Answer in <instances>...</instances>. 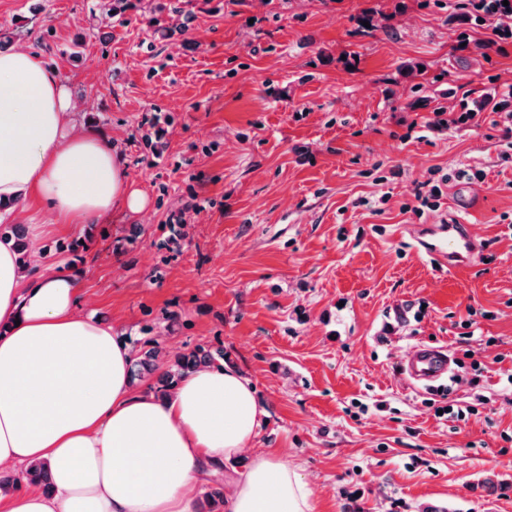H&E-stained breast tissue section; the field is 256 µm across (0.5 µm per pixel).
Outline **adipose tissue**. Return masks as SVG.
Returning <instances> with one entry per match:
<instances>
[{
    "label": "adipose tissue",
    "mask_w": 512,
    "mask_h": 512,
    "mask_svg": "<svg viewBox=\"0 0 512 512\" xmlns=\"http://www.w3.org/2000/svg\"><path fill=\"white\" fill-rule=\"evenodd\" d=\"M17 197L47 203L55 224L148 205L121 151L78 128L66 78L24 49L0 53V199ZM83 301L71 270L30 279L0 241V475L42 461L53 486L0 490V512H197L200 485L259 434L253 380L204 368L165 397L135 390L126 337ZM252 451L226 476L224 512H315L280 450Z\"/></svg>",
    "instance_id": "obj_1"
}]
</instances>
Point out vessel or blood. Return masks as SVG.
<instances>
[{
  "label": "vessel or blood",
  "mask_w": 512,
  "mask_h": 512,
  "mask_svg": "<svg viewBox=\"0 0 512 512\" xmlns=\"http://www.w3.org/2000/svg\"><path fill=\"white\" fill-rule=\"evenodd\" d=\"M439 233L423 247L425 255L438 270L460 269L469 266L483 250L482 241L474 237L470 225L453 218L439 224ZM419 391L430 392L444 385L454 372V362L447 347L414 346L400 365Z\"/></svg>",
  "instance_id": "1"
}]
</instances>
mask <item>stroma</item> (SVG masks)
<instances>
[{
    "label": "stroma",
    "mask_w": 512,
    "mask_h": 512,
    "mask_svg": "<svg viewBox=\"0 0 512 512\" xmlns=\"http://www.w3.org/2000/svg\"><path fill=\"white\" fill-rule=\"evenodd\" d=\"M129 2L108 21L102 0H0L12 49L64 73L149 198L45 237L32 267L80 275L131 347L223 346L266 408L256 447L316 512H512V143L487 111L430 125L512 87V39L490 48L448 0ZM434 168L440 209L410 213ZM453 214L485 247L437 275L415 239ZM418 344L473 357L479 387L414 390Z\"/></svg>",
    "instance_id": "35a3bbf8"
}]
</instances>
